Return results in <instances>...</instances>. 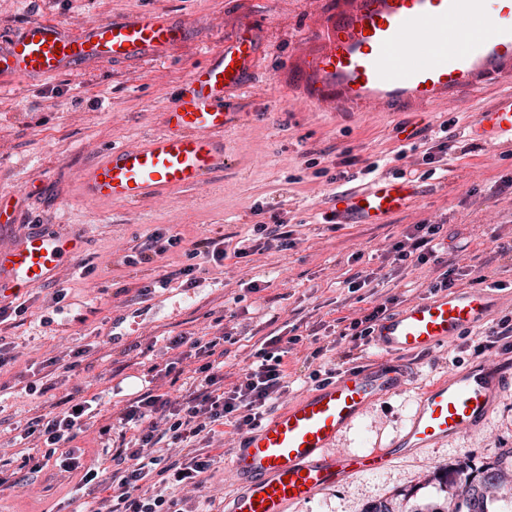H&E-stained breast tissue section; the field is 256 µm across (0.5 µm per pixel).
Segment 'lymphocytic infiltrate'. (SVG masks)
<instances>
[{"mask_svg":"<svg viewBox=\"0 0 512 512\" xmlns=\"http://www.w3.org/2000/svg\"><path fill=\"white\" fill-rule=\"evenodd\" d=\"M440 231L437 224L413 225L385 255L395 272L429 263L438 268V275L428 285L433 294L463 287L466 277L458 268L445 267L438 257L435 240ZM183 249L188 262L179 273L189 287L197 282L199 260L218 263L251 253L250 248L228 244L220 237L205 238ZM235 342L229 332L211 338L179 335L170 339L169 347L178 351L179 359L159 370L158 378L178 372L179 360L192 357L198 361L197 385L179 400L149 388L128 401L120 423L131 436L113 449L111 473H103L96 466H83L80 454L71 446L84 429L92 400L82 399L77 408L35 417L25 434L42 443L45 458H58L64 471L82 470L81 485L106 490V497L85 503L83 512H180L177 499L166 496V489L172 485L203 488L214 462L211 451L221 426H233L240 433L258 429L288 386L285 352L276 336L263 341L256 361L243 368L236 383L225 384L226 347ZM164 439L175 447L188 449L187 458L180 462L158 455L155 447ZM146 484L154 487V494L143 492Z\"/></svg>","mask_w":512,"mask_h":512,"instance_id":"f902f5d3","label":"lymphocytic infiltrate"}]
</instances>
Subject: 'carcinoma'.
<instances>
[{"instance_id":"obj_1","label":"carcinoma","mask_w":512,"mask_h":512,"mask_svg":"<svg viewBox=\"0 0 512 512\" xmlns=\"http://www.w3.org/2000/svg\"><path fill=\"white\" fill-rule=\"evenodd\" d=\"M444 493L458 492L459 500L448 508V503L427 501L406 503L405 512H491L490 505L512 495V448L502 451L499 458L483 466L478 472L466 466L443 468L435 476Z\"/></svg>"}]
</instances>
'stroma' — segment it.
I'll list each match as a JSON object with an SVG mask.
<instances>
[{
  "instance_id": "obj_1",
  "label": "stroma",
  "mask_w": 512,
  "mask_h": 512,
  "mask_svg": "<svg viewBox=\"0 0 512 512\" xmlns=\"http://www.w3.org/2000/svg\"><path fill=\"white\" fill-rule=\"evenodd\" d=\"M157 7L191 18L200 26L162 63L102 64L76 75L0 96V190L22 188L21 221L0 228V246L36 229L68 231L85 241L84 252L53 281L29 290L26 312L0 322V340L12 343L15 361L0 368V475L22 483L0 497V512H76L71 490L79 476L46 467L30 472L16 444L32 418L60 411L72 388L100 396L94 418L76 442L88 465L109 466L121 442L120 411L151 379L152 368L171 357L169 337L187 333L219 336L234 331L224 367L225 382L255 359L264 337H298L285 358L288 379L279 401L288 406L314 391L309 375L329 368L343 373L379 363L403 365V390L374 401L348 427L337 445L345 451L385 448L403 435L420 390L455 371L482 363L512 364V346L485 348L482 335L502 317L512 316V151L470 137L467 126L489 106L498 91L441 103L418 112H296L279 74L299 49L319 0H0V31L38 16L57 18L72 29L93 16L149 11ZM267 18L271 49L251 90L260 103L242 136L231 142L230 167L207 187L184 194L180 209L146 201L134 207L88 204L79 196L78 175L113 144L134 145L160 128L163 114L181 92L192 68L206 51L219 46L237 22L250 13ZM451 121L456 146L448 158L426 163L423 155L437 140L442 122ZM413 130L412 138L397 126ZM381 162L383 177H404L421 195L409 209L385 224H324L318 213L331 207L336 192L365 186L364 168ZM287 222L295 245L269 248L224 264H202L195 287L173 280L156 285L180 269L182 250L136 264L124 258L155 229L164 228L185 242L224 236L239 241L249 225ZM442 224V260L456 262L473 276L505 282L495 306L478 330L469 331L433 352L394 357L374 345L356 346L343 333L340 317L373 297H427L431 266L409 269L405 278L389 275L384 254L410 225ZM357 272L374 274L372 288L349 292L346 281ZM418 283L405 293L404 281ZM148 294H141V287ZM66 289L56 303L58 289ZM63 314H56V306ZM88 346L74 371L44 395L28 394L34 369ZM241 439L233 427L221 438L224 455L214 461L211 478L199 491L175 490L183 512L202 500L213 512L236 487L226 457ZM512 448V389L480 428L430 447L400 455L376 474L347 480L290 512H365L380 500L402 506L436 497L431 481L441 467L478 468Z\"/></svg>"
}]
</instances>
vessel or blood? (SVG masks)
Instances as JSON below:
<instances>
[{
  "label": "vessel or blood",
  "instance_id": "b4317fda",
  "mask_svg": "<svg viewBox=\"0 0 512 512\" xmlns=\"http://www.w3.org/2000/svg\"><path fill=\"white\" fill-rule=\"evenodd\" d=\"M257 15L208 50L161 129L137 145L115 144L79 175L84 201L135 206L169 202L199 190L228 164L229 137L243 132L257 106V64L268 46ZM195 21L166 10L97 16L74 30L54 18L0 34V95L104 63L167 58L197 31ZM310 51L285 70L293 107L326 112H412L449 98L506 84L477 112L468 134L512 147V0H323L307 32ZM402 178H380L337 193L336 224H383L414 200ZM79 236L34 231L0 247V298L18 297L51 280L82 250ZM494 294L456 288L381 319L373 344L393 355L430 352L487 316ZM398 364L347 371L272 415L249 433L228 467L237 490L225 512H288L357 475L385 470L394 456L428 448L481 427L512 369L478 367L448 375L418 396L401 439L387 448L335 452L341 432L373 401L400 392Z\"/></svg>",
  "mask_w": 512,
  "mask_h": 512
}]
</instances>
